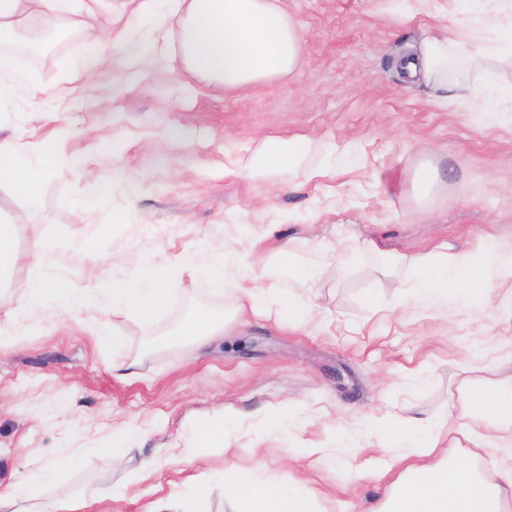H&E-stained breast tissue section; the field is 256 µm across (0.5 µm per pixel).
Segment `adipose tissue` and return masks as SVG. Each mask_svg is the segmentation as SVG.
I'll return each mask as SVG.
<instances>
[{"label": "adipose tissue", "mask_w": 512, "mask_h": 512, "mask_svg": "<svg viewBox=\"0 0 512 512\" xmlns=\"http://www.w3.org/2000/svg\"><path fill=\"white\" fill-rule=\"evenodd\" d=\"M103 0H0V44L12 42L24 23L36 18L48 21L63 15L80 16L94 28L81 58L69 76L53 89H45L27 72L0 76V102L24 99L41 109L52 99L57 111L82 107V92L91 82L94 68L109 65L120 56L128 65H160L167 58L168 35L178 27L182 60L188 69L224 92H235L276 76L292 73L298 66L303 35L280 0H138L137 13L153 27L151 52H144L131 26L100 27ZM466 19L455 28L434 27L416 55L402 61L406 75L422 82L435 99L465 110L490 114L501 97H512V84L501 81L499 70L512 63V0H464ZM56 127L38 143L0 138V186H9L29 205H37L40 184L56 162V146L65 136ZM317 150L313 140L300 138L263 141L241 165L249 179L270 180L290 168L304 165ZM268 225H249L248 248L226 254L220 249L191 252L170 265L137 251L125 262L140 271L139 281L123 278L103 281L104 305L148 321L167 304L172 270L200 273L220 287L240 295L242 323L260 318L258 303L273 301L289 323L313 319L302 296L278 294L268 284L257 246L267 238ZM512 278V242L487 236L479 253L459 250L433 262L417 263L406 294L416 305L440 315L448 313V296L456 294L463 308L479 310L491 299L493 278ZM84 296L62 275L30 280L9 301H0V348L24 335L31 322L50 327L64 325L72 313L87 308ZM485 418L481 431L466 439L479 451L512 447V377L497 385L474 391L466 408L449 407L445 418L429 422L428 438L420 445H406L414 418L393 414L389 425L374 419L365 423L368 437L390 435L400 445L388 449L384 469L392 481L369 512H512V464L496 478L484 476L461 458L443 452L452 441L457 420ZM71 459L54 458L36 471L16 472L0 485V512H84L86 500L31 502L33 484L62 482ZM234 512H325L316 496L297 484L272 486L261 480L238 481L233 468L224 471Z\"/></svg>", "instance_id": "adipose-tissue-1"}]
</instances>
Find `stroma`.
Segmentation results:
<instances>
[{
	"label": "stroma",
	"instance_id": "obj_1",
	"mask_svg": "<svg viewBox=\"0 0 512 512\" xmlns=\"http://www.w3.org/2000/svg\"><path fill=\"white\" fill-rule=\"evenodd\" d=\"M304 29L297 69L223 93L188 73L182 61L144 77L126 78L120 66L98 71L109 90L61 114L68 128L58 153L83 166L58 165L29 208L0 188V217L18 227L15 246L28 255L35 235L59 240L54 271L95 300L99 274L137 280L113 254L142 249L159 261L207 247L232 249L247 222L277 225L259 248L273 282L295 290L280 269L276 247L298 260L321 258L311 296L317 320L308 327L235 317L233 289L202 276H175L167 307L149 323L93 308L48 330L34 325L18 345L0 350V482L33 460L75 456L67 483L37 485L39 497L94 496L103 512H147L167 494L198 512H232L220 477L225 467L243 480L279 485L307 479L308 489L336 497L341 512H367L385 485L378 453H362L353 468L342 459L305 454L336 435L357 436L363 416L398 412L441 417L448 404L465 406L470 391L512 375V279L493 281V296L478 312L448 301V316L402 306L409 259L431 257L440 245L478 250L487 233L512 239V103L486 122L472 111L440 106L428 88L404 80L396 67L413 55L433 20L415 0H285ZM57 38L37 49L0 45V57L55 86L82 55L86 28L77 18L51 25ZM53 127L47 113L22 101L0 105V137L26 141ZM311 136L326 147L321 173L291 170L277 186L238 176L267 137ZM429 163L441 181L425 198L413 191L417 170ZM115 183L110 208L77 222V198L95 199L100 183ZM87 252H71L72 239ZM405 256L392 266L362 248L364 239ZM346 252V263L332 259ZM377 308H369L367 297ZM200 310L224 323L225 335L201 346L167 336ZM120 332L121 348L98 340L91 318ZM135 363V377H112V362ZM288 405L294 418L278 426L257 418L266 406ZM224 417V448L196 459H158L148 480L134 473L157 449L185 443L196 422ZM121 427L141 437L121 463L98 455ZM212 479L204 500L194 482ZM123 487L113 497V487Z\"/></svg>",
	"mask_w": 512,
	"mask_h": 512
}]
</instances>
